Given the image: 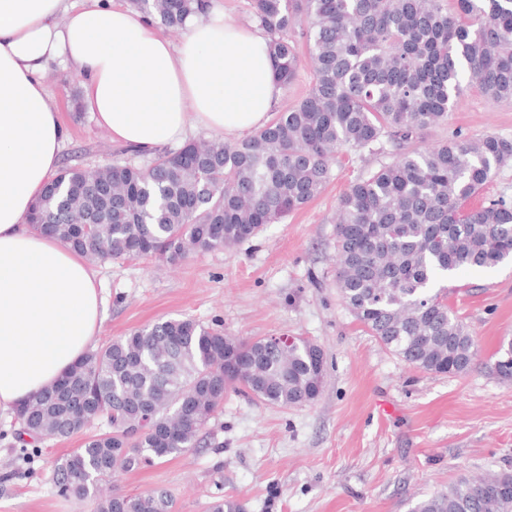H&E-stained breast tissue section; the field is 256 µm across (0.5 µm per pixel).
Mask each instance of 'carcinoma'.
Here are the masks:
<instances>
[{
	"label": "carcinoma",
	"instance_id": "carcinoma-1",
	"mask_svg": "<svg viewBox=\"0 0 512 512\" xmlns=\"http://www.w3.org/2000/svg\"><path fill=\"white\" fill-rule=\"evenodd\" d=\"M162 25L184 29L207 0H131ZM251 0L286 87L306 41L308 93L247 138L191 142L141 165L116 157L97 169L64 166L28 218L94 262L236 246L317 198L344 149L389 145L388 161L360 176L339 203L336 288L367 331L406 364L462 376L477 357L474 336L448 306L457 271L512 259V204L467 207L512 141L457 136L421 148L448 117L462 81L512 101V0ZM507 345L492 371L512 379ZM311 341L229 336L192 318L159 320L87 353L18 410L16 442L89 436L56 467L65 497L96 500V512H175L166 491L100 493L117 471L195 447L230 391L284 408L320 394ZM208 512H244L217 499ZM410 512H512V467L462 475Z\"/></svg>",
	"mask_w": 512,
	"mask_h": 512
}]
</instances>
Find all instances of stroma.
<instances>
[{
    "instance_id": "1",
    "label": "stroma",
    "mask_w": 512,
    "mask_h": 512,
    "mask_svg": "<svg viewBox=\"0 0 512 512\" xmlns=\"http://www.w3.org/2000/svg\"><path fill=\"white\" fill-rule=\"evenodd\" d=\"M44 85L68 129L60 156L95 168L121 151L80 108L82 78L53 62ZM512 140V102L464 87L430 146L456 135ZM381 155L348 150L322 193L239 245L190 256L97 264L105 343L159 319L191 317L242 337L302 336L326 356L314 402L271 406L228 393L195 448L112 479L127 494L170 492L177 512H207L214 499L247 512H408L410 503L460 475L512 465V380L490 369L512 340V264L466 269L448 304L470 329L478 354L463 376L428 373L401 361L359 323L336 288V217L341 197ZM103 423L18 456L11 425L0 422V512H94L92 500L65 499L53 482L58 461Z\"/></svg>"
}]
</instances>
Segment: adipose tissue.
<instances>
[{"label":"adipose tissue","instance_id":"ef3b65f1","mask_svg":"<svg viewBox=\"0 0 512 512\" xmlns=\"http://www.w3.org/2000/svg\"><path fill=\"white\" fill-rule=\"evenodd\" d=\"M55 60L113 141L144 155L194 126L238 139L282 92L265 33L222 14L188 17L176 46L114 0H0V417L69 371L104 319L85 257L27 222L67 136L43 82Z\"/></svg>","mask_w":512,"mask_h":512}]
</instances>
